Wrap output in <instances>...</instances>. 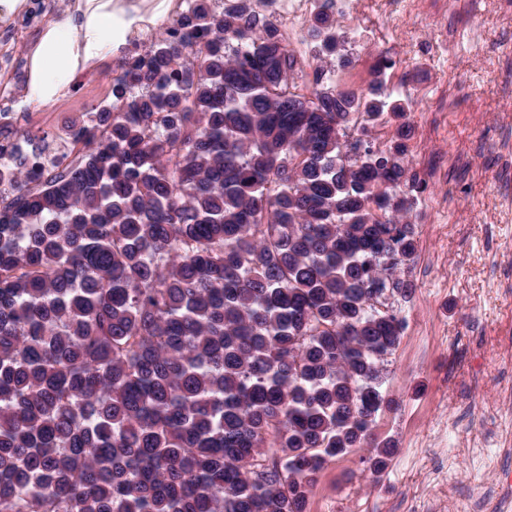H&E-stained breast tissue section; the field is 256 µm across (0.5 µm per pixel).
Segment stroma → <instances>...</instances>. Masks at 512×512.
<instances>
[{
	"label": "stroma",
	"mask_w": 512,
	"mask_h": 512,
	"mask_svg": "<svg viewBox=\"0 0 512 512\" xmlns=\"http://www.w3.org/2000/svg\"><path fill=\"white\" fill-rule=\"evenodd\" d=\"M336 16L350 65L337 89H367L378 58L395 62L414 136L413 167L427 189L413 208L417 251L405 277L412 292L386 294L378 311L405 322L385 359L390 410L379 438L396 452L371 477L362 450L319 474L307 512H407L411 501L439 512H473L512 469V390L500 349L512 350V0H436L399 18L390 0H344ZM118 58L104 49L49 102L56 122L79 117L87 98L111 93Z\"/></svg>",
	"instance_id": "35a3bbf8"
}]
</instances>
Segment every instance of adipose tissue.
Segmentation results:
<instances>
[{"label":"adipose tissue","instance_id":"ef3b65f1","mask_svg":"<svg viewBox=\"0 0 512 512\" xmlns=\"http://www.w3.org/2000/svg\"><path fill=\"white\" fill-rule=\"evenodd\" d=\"M137 11L130 0H72L29 52L28 97L46 103L64 96L72 76L95 66L104 46L125 44Z\"/></svg>","mask_w":512,"mask_h":512}]
</instances>
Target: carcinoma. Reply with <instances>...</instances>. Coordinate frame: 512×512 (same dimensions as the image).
Segmentation results:
<instances>
[{
  "label": "carcinoma",
  "instance_id": "carcinoma-1",
  "mask_svg": "<svg viewBox=\"0 0 512 512\" xmlns=\"http://www.w3.org/2000/svg\"><path fill=\"white\" fill-rule=\"evenodd\" d=\"M120 59L74 163L15 155L0 196V512H306L392 400L382 363L416 253L412 126L373 69L315 82L250 0H187ZM328 0L317 73L341 46ZM391 114V146L371 129ZM357 140L349 143L348 123Z\"/></svg>",
  "mask_w": 512,
  "mask_h": 512
}]
</instances>
